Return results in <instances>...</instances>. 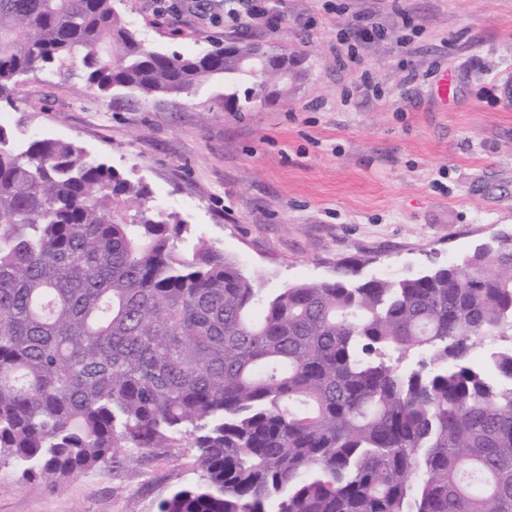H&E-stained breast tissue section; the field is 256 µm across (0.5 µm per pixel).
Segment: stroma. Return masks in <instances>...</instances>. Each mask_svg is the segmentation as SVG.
<instances>
[{"label": "stroma", "mask_w": 512, "mask_h": 512, "mask_svg": "<svg viewBox=\"0 0 512 512\" xmlns=\"http://www.w3.org/2000/svg\"><path fill=\"white\" fill-rule=\"evenodd\" d=\"M124 0L125 23L151 48L194 56L231 41L224 0ZM301 75L275 105L224 108L213 78L176 97L91 90L39 74L0 124L20 137L77 143L146 187L153 213L185 223L186 254L205 242L266 292L303 281L415 274L512 235V0H269ZM368 18L382 37H364ZM348 34L357 62H339ZM453 81L441 100L434 83ZM200 471L191 448L132 451L63 481L0 467V512H157Z\"/></svg>", "instance_id": "stroma-1"}]
</instances>
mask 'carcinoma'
I'll use <instances>...</instances> for the list:
<instances>
[{"mask_svg": "<svg viewBox=\"0 0 512 512\" xmlns=\"http://www.w3.org/2000/svg\"><path fill=\"white\" fill-rule=\"evenodd\" d=\"M120 0H0V102L37 73L177 96L224 76L221 43L147 48ZM143 187L0 126V464L58 482L192 437L199 479L158 512H512V238L393 279L266 295ZM501 379L473 364L478 341Z\"/></svg>", "mask_w": 512, "mask_h": 512, "instance_id": "carcinoma-1", "label": "carcinoma"}]
</instances>
